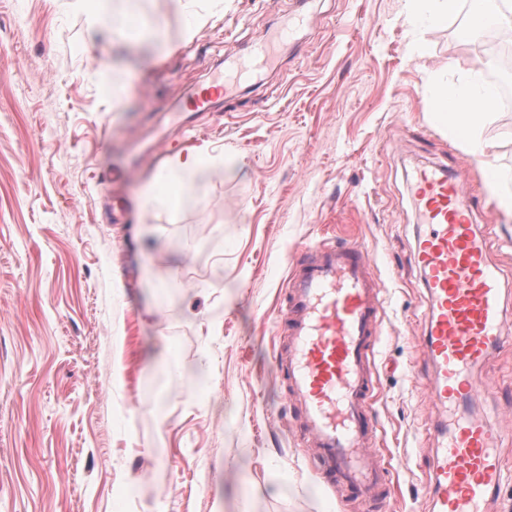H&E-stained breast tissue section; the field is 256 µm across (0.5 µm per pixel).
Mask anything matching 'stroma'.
I'll return each instance as SVG.
<instances>
[{
	"instance_id": "35a3bbf8",
	"label": "stroma",
	"mask_w": 512,
	"mask_h": 512,
	"mask_svg": "<svg viewBox=\"0 0 512 512\" xmlns=\"http://www.w3.org/2000/svg\"><path fill=\"white\" fill-rule=\"evenodd\" d=\"M293 2L137 0L119 37L77 0H0V512H367L322 482L271 370L287 275L335 239L363 243L383 285L378 512H426L442 426L415 170L472 192L512 322V218L483 207L482 167L432 117L487 49L460 37L461 4L414 30L404 0H307L276 61L232 78ZM219 73L228 94L196 112ZM482 136L512 175V103ZM191 154L233 162L179 208L145 200ZM476 372L491 388L473 412L512 417V342Z\"/></svg>"
}]
</instances>
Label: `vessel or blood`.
<instances>
[{"mask_svg":"<svg viewBox=\"0 0 512 512\" xmlns=\"http://www.w3.org/2000/svg\"><path fill=\"white\" fill-rule=\"evenodd\" d=\"M302 22L295 15L258 42L253 61L268 62ZM467 197L447 174L424 169L417 176L414 201L424 231L415 261L431 297L423 338L434 370L430 396L454 412L430 465L432 512H488L506 480L499 429L464 410L487 386L475 367L505 342L507 330L498 271L462 205ZM287 288L279 323L288 346L275 356L273 372L288 380L301 429L326 480L358 498L375 499L389 471L369 417L384 307L368 250L360 243L311 248Z\"/></svg>","mask_w":512,"mask_h":512,"instance_id":"vessel-or-blood-1","label":"vessel or blood"}]
</instances>
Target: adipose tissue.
<instances>
[{
	"label": "adipose tissue",
	"instance_id": "1",
	"mask_svg": "<svg viewBox=\"0 0 512 512\" xmlns=\"http://www.w3.org/2000/svg\"><path fill=\"white\" fill-rule=\"evenodd\" d=\"M458 1L461 0H404L403 21L406 25L437 26L447 22ZM494 104L490 89L472 83L454 92H441L435 102L434 118L453 134L462 136L483 168H491L488 158V143L481 134L487 110ZM201 157L194 156L181 163L176 174L169 177L162 190H149L150 200L159 201L172 207L183 202L189 180L203 168Z\"/></svg>",
	"mask_w": 512,
	"mask_h": 512
}]
</instances>
